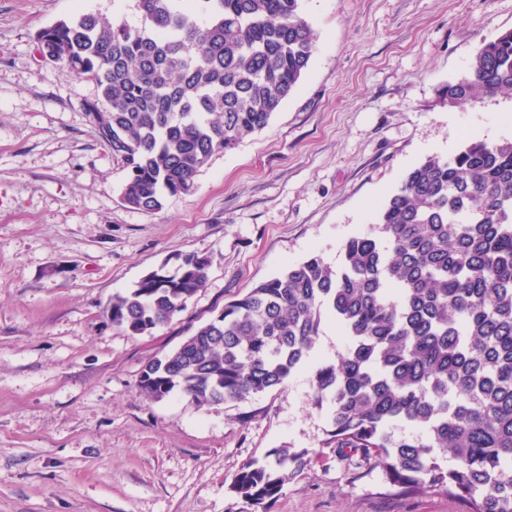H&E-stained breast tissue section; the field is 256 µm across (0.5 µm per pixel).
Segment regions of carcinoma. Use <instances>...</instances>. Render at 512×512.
I'll use <instances>...</instances> for the list:
<instances>
[{"mask_svg": "<svg viewBox=\"0 0 512 512\" xmlns=\"http://www.w3.org/2000/svg\"><path fill=\"white\" fill-rule=\"evenodd\" d=\"M301 0H136L139 23L81 13L40 29V55L94 81L84 105L127 171L121 198L145 213L194 192L201 168L266 128L309 66L315 32ZM512 90V30L485 41L448 102ZM341 267L311 255L235 299L176 349L149 360L140 387L198 407L284 385L315 351L324 317L345 348L312 373L329 439L360 451L399 496L438 493L466 512H512V139L469 141L413 168ZM212 260L182 255L112 295V326L167 325L205 288ZM396 421L423 431L397 437ZM310 464L274 448L233 491L266 512Z\"/></svg>", "mask_w": 512, "mask_h": 512, "instance_id": "1", "label": "carcinoma"}]
</instances>
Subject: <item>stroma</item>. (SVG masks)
Listing matches in <instances>:
<instances>
[{
	"mask_svg": "<svg viewBox=\"0 0 512 512\" xmlns=\"http://www.w3.org/2000/svg\"><path fill=\"white\" fill-rule=\"evenodd\" d=\"M83 12L139 20L135 0H0V512H251L235 477L282 446L312 461L269 512H464L390 495L373 460L330 444L311 366L207 409L146 397L140 375L292 264H339L427 157L512 138V91L443 95L512 29V0H302L317 43L295 90L152 214L121 200L127 173L83 108L96 83L38 54V30ZM189 252L213 263L186 309L150 334L113 329L112 295Z\"/></svg>",
	"mask_w": 512,
	"mask_h": 512,
	"instance_id": "stroma-1",
	"label": "stroma"
}]
</instances>
